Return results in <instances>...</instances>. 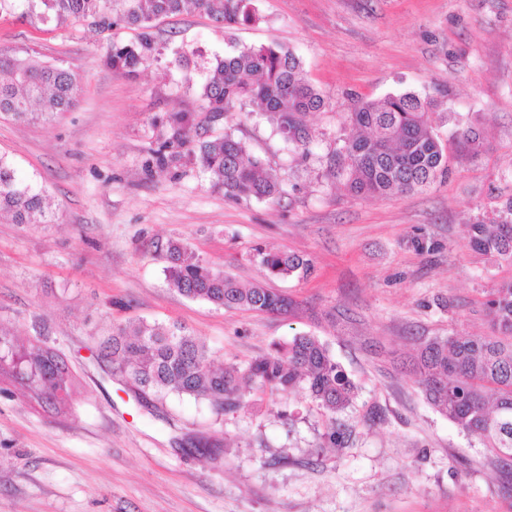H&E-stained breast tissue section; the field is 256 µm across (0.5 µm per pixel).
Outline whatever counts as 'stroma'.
I'll use <instances>...</instances> for the list:
<instances>
[{"mask_svg":"<svg viewBox=\"0 0 512 512\" xmlns=\"http://www.w3.org/2000/svg\"><path fill=\"white\" fill-rule=\"evenodd\" d=\"M257 23L224 30L195 10L153 21L155 61L134 78L104 63L123 26L40 23L0 9V49L73 70L74 106L46 123L0 119V152L48 189L51 224L0 222V335L53 348L73 380L64 410L0 378V512H512V473L428 405L410 371L433 336L488 335L486 302L512 262L471 250L466 225L512 198V0H253ZM278 42L324 99L294 149L241 105L231 134L280 182L273 200L214 191L197 165L148 170L170 112L198 108L199 70L171 50L223 54ZM434 99L449 174L393 198L361 197L331 166L360 100ZM481 137L465 150L467 128ZM180 240L239 284L288 294L283 318L191 300L155 242ZM308 259L271 278L255 248ZM179 323L215 365L244 364L297 334L326 342L358 388L329 417L301 394L246 390L216 414L113 375L100 337L130 321ZM343 432L330 443L331 431Z\"/></svg>","mask_w":512,"mask_h":512,"instance_id":"obj_1","label":"stroma"}]
</instances>
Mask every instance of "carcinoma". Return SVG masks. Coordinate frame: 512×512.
I'll list each match as a JSON object with an SVG mask.
<instances>
[{
  "mask_svg": "<svg viewBox=\"0 0 512 512\" xmlns=\"http://www.w3.org/2000/svg\"><path fill=\"white\" fill-rule=\"evenodd\" d=\"M26 15L41 22L86 21L102 30L119 24L139 29L128 43H114L107 55L112 72L130 77L155 58L151 22L180 13L193 4L229 30L259 20L252 0H22ZM195 62L203 80L196 86L200 113L177 110L162 125V140L150 150L158 168H176L188 158L206 174L211 187L236 199L272 200L281 185L263 175L261 158L248 153L227 133L210 135L224 113L249 103L270 116L295 148L306 150L309 113L324 100L305 77L299 57L289 48L267 45L233 47L211 58L199 50H173L171 64L181 69ZM78 78L62 64L31 53L0 50V118L20 123L51 120L74 104ZM434 101L414 92L360 101L348 121L358 134L346 145V187L369 197L420 190L448 175L443 147L430 114ZM12 224H51L47 189L22 173L0 153V220ZM469 246L512 261V200L498 223L466 225ZM168 283L181 295L226 309L287 316L296 302L261 286L242 288L235 278L200 259L186 244L161 247ZM275 277L307 275L311 263L296 254L256 250ZM487 309L495 336H435L426 340L411 372L427 402L462 431L479 437L498 466H512V280L493 289ZM100 354L115 374L128 377L160 397L170 392L201 399L218 413L243 405V387L271 394L304 393L334 415L351 405L357 387L316 336L296 335L240 367L213 366L206 345L184 327L139 320L103 341ZM11 366L31 396L53 406L64 403L72 380L65 364L49 348L19 354L13 339L0 336V367Z\"/></svg>",
  "mask_w": 512,
  "mask_h": 512,
  "instance_id": "1",
  "label": "carcinoma"
}]
</instances>
